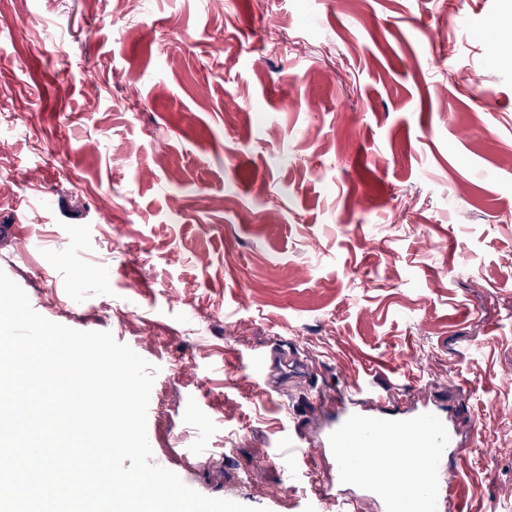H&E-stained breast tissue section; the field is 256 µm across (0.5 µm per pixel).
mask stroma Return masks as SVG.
Returning <instances> with one entry per match:
<instances>
[{"label": "stroma", "mask_w": 512, "mask_h": 512, "mask_svg": "<svg viewBox=\"0 0 512 512\" xmlns=\"http://www.w3.org/2000/svg\"><path fill=\"white\" fill-rule=\"evenodd\" d=\"M497 24L512 0H0V270L157 367L154 464L257 512H384L322 447L361 382L447 417L457 512H512ZM291 346L305 374L242 376Z\"/></svg>", "instance_id": "obj_1"}]
</instances>
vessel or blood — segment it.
Returning a JSON list of instances; mask_svg holds the SVG:
<instances>
[{
	"instance_id": "vessel-or-blood-1",
	"label": "vessel or blood",
	"mask_w": 512,
	"mask_h": 512,
	"mask_svg": "<svg viewBox=\"0 0 512 512\" xmlns=\"http://www.w3.org/2000/svg\"><path fill=\"white\" fill-rule=\"evenodd\" d=\"M414 435L417 447L427 456L425 468H417L407 457L397 451L391 435L395 431ZM388 442L380 454L366 461L354 456V449L373 447L379 437ZM447 418L435 409L424 407L417 410L402 424L366 415L357 406L344 407L342 415L329 429L327 444L338 451V482H360L365 468L384 471L388 476L385 487L377 489L388 512H397L401 500L409 499L416 512H442L450 500L442 479L446 475L445 457L449 441Z\"/></svg>"
}]
</instances>
